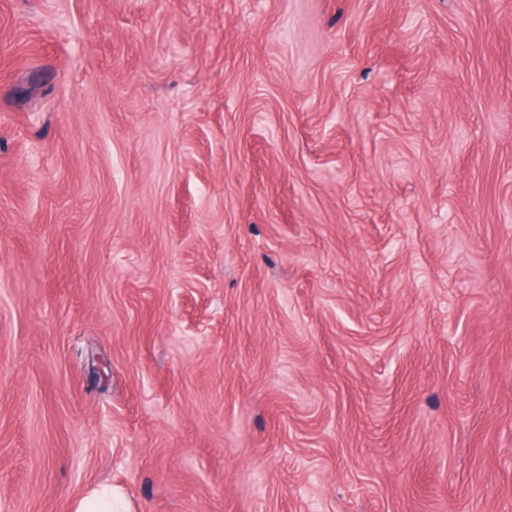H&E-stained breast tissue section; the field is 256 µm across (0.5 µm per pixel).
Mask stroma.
<instances>
[{
	"instance_id": "35a3bbf8",
	"label": "stroma",
	"mask_w": 512,
	"mask_h": 512,
	"mask_svg": "<svg viewBox=\"0 0 512 512\" xmlns=\"http://www.w3.org/2000/svg\"><path fill=\"white\" fill-rule=\"evenodd\" d=\"M0 512H512V0H0ZM112 496V486H95L75 500L73 512H112Z\"/></svg>"
}]
</instances>
